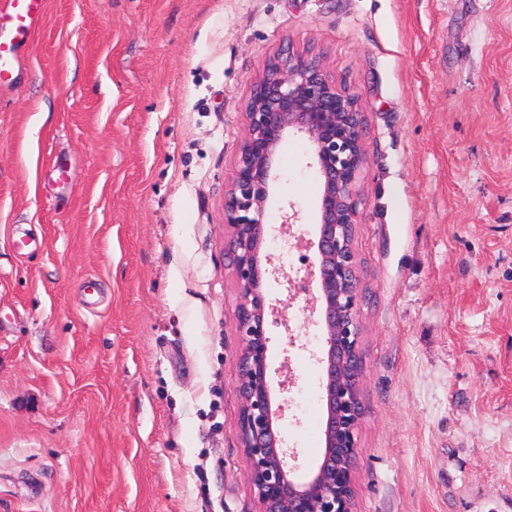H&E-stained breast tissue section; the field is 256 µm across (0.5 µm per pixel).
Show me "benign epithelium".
I'll use <instances>...</instances> for the list:
<instances>
[{
    "instance_id": "7a95c632",
    "label": "benign epithelium",
    "mask_w": 512,
    "mask_h": 512,
    "mask_svg": "<svg viewBox=\"0 0 512 512\" xmlns=\"http://www.w3.org/2000/svg\"><path fill=\"white\" fill-rule=\"evenodd\" d=\"M243 122L245 136L224 195V222L231 228L227 249L241 298L238 429L249 482L260 512H353L365 357L361 280L352 240L359 220L357 183L367 160L366 117L357 96L327 74L319 55L286 47L252 82ZM292 132L307 137L310 166L320 183L319 222L309 242L317 263L307 278L315 284L311 314L322 329L316 361L324 375L326 418L324 450L304 480L295 473L305 461L288 445L279 425L289 404L275 403L274 391L288 393L293 382H276L271 375L269 324L284 327L287 346L307 345L297 341L279 301L268 297V288L277 284L288 289L292 280L282 265L262 255L268 237L264 214L278 180L276 159Z\"/></svg>"
}]
</instances>
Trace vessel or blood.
<instances>
[{
    "instance_id": "vessel-or-blood-1",
    "label": "vessel or blood",
    "mask_w": 512,
    "mask_h": 512,
    "mask_svg": "<svg viewBox=\"0 0 512 512\" xmlns=\"http://www.w3.org/2000/svg\"><path fill=\"white\" fill-rule=\"evenodd\" d=\"M46 0H0V28L9 27L13 36L0 41V83L8 81L17 61V47L43 19Z\"/></svg>"
}]
</instances>
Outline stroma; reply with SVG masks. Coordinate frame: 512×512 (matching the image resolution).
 <instances>
[{
    "mask_svg": "<svg viewBox=\"0 0 512 512\" xmlns=\"http://www.w3.org/2000/svg\"><path fill=\"white\" fill-rule=\"evenodd\" d=\"M286 42L366 115L353 510L512 512V0H47L0 84V512H259L224 194ZM280 155L265 250L300 279L319 183L304 135ZM287 315L312 463L321 330Z\"/></svg>",
    "mask_w": 512,
    "mask_h": 512,
    "instance_id": "stroma-1",
    "label": "stroma"
}]
</instances>
